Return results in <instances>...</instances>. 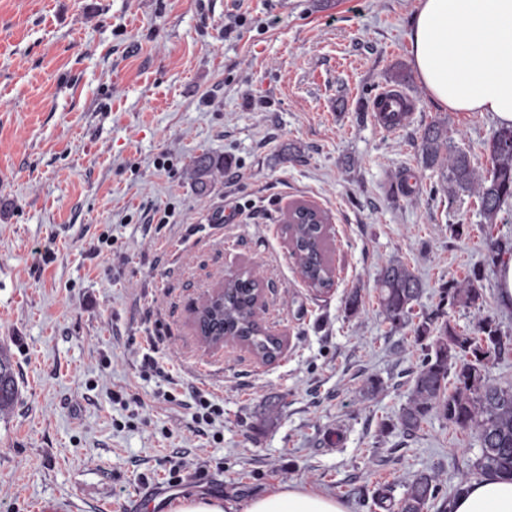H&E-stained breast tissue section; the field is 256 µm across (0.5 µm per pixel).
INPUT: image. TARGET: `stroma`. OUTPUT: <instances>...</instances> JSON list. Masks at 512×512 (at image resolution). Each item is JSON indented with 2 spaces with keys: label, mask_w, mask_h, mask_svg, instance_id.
Here are the masks:
<instances>
[{
  "label": "stroma",
  "mask_w": 512,
  "mask_h": 512,
  "mask_svg": "<svg viewBox=\"0 0 512 512\" xmlns=\"http://www.w3.org/2000/svg\"><path fill=\"white\" fill-rule=\"evenodd\" d=\"M418 5L0 0V347L18 384L0 412V512H132L148 487L169 491L156 512L194 495L243 512L288 487L384 512L374 491L400 498L418 471L441 488L427 512H451L478 434L435 414L400 428L426 349L385 319L376 278L402 261L424 285L416 312L469 333L475 310L441 292L480 272L486 312L512 334L486 243L512 239V204L487 224L477 196L420 168L430 123L481 170L498 123L430 98L407 38ZM397 84L415 113L385 130L369 103ZM204 152L217 167L200 195ZM299 204L330 226V288L310 287L288 247ZM246 270L283 341L271 360L197 335L196 307ZM201 398L221 410L202 434ZM178 454L192 466L174 487ZM215 166L216 161L206 154L197 157L192 162L191 170L193 173L194 185L201 195L209 191L211 184L210 176Z\"/></svg>",
  "instance_id": "stroma-1"
}]
</instances>
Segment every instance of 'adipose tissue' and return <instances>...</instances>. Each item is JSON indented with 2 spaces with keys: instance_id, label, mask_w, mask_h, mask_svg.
Returning a JSON list of instances; mask_svg holds the SVG:
<instances>
[{
  "instance_id": "ef3b65f1",
  "label": "adipose tissue",
  "mask_w": 512,
  "mask_h": 512,
  "mask_svg": "<svg viewBox=\"0 0 512 512\" xmlns=\"http://www.w3.org/2000/svg\"><path fill=\"white\" fill-rule=\"evenodd\" d=\"M416 74L453 112H489L512 125V0H419L409 31ZM244 512H347L336 498L288 488L252 500ZM452 512H512V477L465 484Z\"/></svg>"
}]
</instances>
